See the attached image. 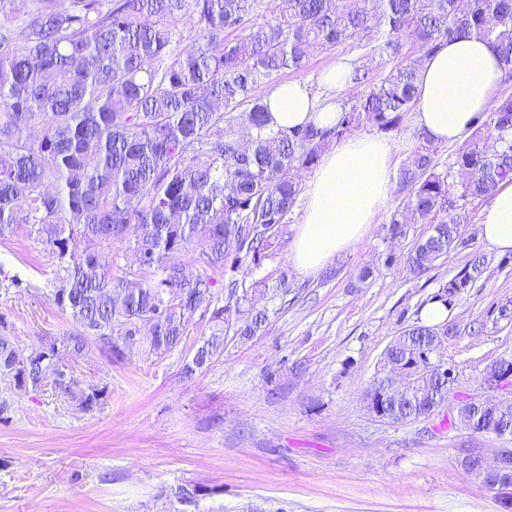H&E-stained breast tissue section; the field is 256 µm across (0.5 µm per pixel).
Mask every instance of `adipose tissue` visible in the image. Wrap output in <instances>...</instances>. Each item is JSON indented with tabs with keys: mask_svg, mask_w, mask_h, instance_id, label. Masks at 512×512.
<instances>
[{
	"mask_svg": "<svg viewBox=\"0 0 512 512\" xmlns=\"http://www.w3.org/2000/svg\"><path fill=\"white\" fill-rule=\"evenodd\" d=\"M503 65L496 46L458 33L424 61L415 105L418 130L433 142L466 138L479 116L488 115L497 96ZM270 124L292 129L336 126L342 106L317 96L304 83L286 81L263 95ZM394 144L380 135H356L328 150L307 181L305 206L290 252L305 273L322 270L364 236L389 200ZM480 236L499 252L512 251V181L502 182L480 213Z\"/></svg>",
	"mask_w": 512,
	"mask_h": 512,
	"instance_id": "adipose-tissue-1",
	"label": "adipose tissue"
}]
</instances>
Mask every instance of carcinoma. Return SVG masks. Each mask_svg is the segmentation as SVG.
I'll return each mask as SVG.
<instances>
[{"instance_id": "cac0c4a2", "label": "carcinoma", "mask_w": 512, "mask_h": 512, "mask_svg": "<svg viewBox=\"0 0 512 512\" xmlns=\"http://www.w3.org/2000/svg\"><path fill=\"white\" fill-rule=\"evenodd\" d=\"M258 8V0H68L64 9L57 0H0V19L18 16L25 32L19 42L0 23V244L21 233L53 258L50 299L74 326L28 347L1 334L0 376L66 395L77 380L62 355H85L92 341L119 362L147 327L144 354L161 358L186 339L196 316L208 336L182 373L207 370L228 331L249 341L269 321L254 304L266 281L248 285L246 277L282 248L296 172L363 121L399 128L415 106L419 68L460 31L493 42L503 66H512V0H280L270 19ZM186 16L199 40L185 49ZM228 30L238 35L227 38ZM405 39L420 56L343 109L336 126L269 127L256 90L273 75L343 44L398 58ZM27 127L41 136L21 138ZM511 132L512 96H500L456 154L451 183L436 172L435 144L417 133L399 174L408 196L388 227L394 242L406 236L407 213L432 225L406 257L410 272L424 274L469 248L458 200L488 199L512 181ZM75 240L82 250L72 249ZM117 242L132 245L137 267L114 276L99 258ZM229 258L243 280L229 283L232 304L223 305L214 288ZM484 272V260L472 257L431 300L453 308ZM457 332L450 319L406 326L381 361L400 366L411 386L396 398L370 386L375 412L416 421L441 405L458 378L434 356ZM107 397V387L91 385L82 408ZM452 423L472 436H512V411L493 401L459 408ZM468 477L512 506V466L492 477L472 464ZM201 492L181 487V512Z\"/></svg>"}]
</instances>
